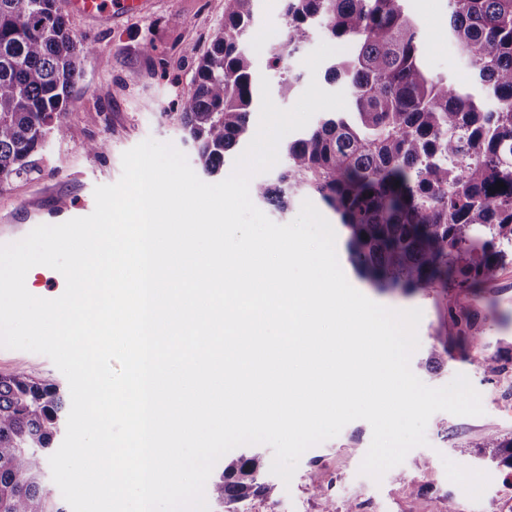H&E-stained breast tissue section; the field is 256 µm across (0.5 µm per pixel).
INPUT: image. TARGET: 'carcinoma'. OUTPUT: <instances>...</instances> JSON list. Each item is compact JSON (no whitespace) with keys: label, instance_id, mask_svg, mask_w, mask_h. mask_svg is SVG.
Here are the masks:
<instances>
[{"label":"carcinoma","instance_id":"carcinoma-1","mask_svg":"<svg viewBox=\"0 0 512 512\" xmlns=\"http://www.w3.org/2000/svg\"><path fill=\"white\" fill-rule=\"evenodd\" d=\"M255 0H224V25L196 63L179 103L185 141L214 174L245 138L254 69L245 50ZM408 0H283L286 35L267 66L292 86L289 60L320 28L350 46L327 70L345 80L353 111L288 142L287 162L253 193L287 209L318 197L348 231L354 271L381 293L477 288L512 251V0H448L455 41L495 105L428 74ZM94 46L73 37L63 0H0V184L30 175L50 137L66 134L78 60ZM504 188L495 190L497 183ZM65 401L24 371L0 374V512H67L43 484ZM512 469V438H486ZM259 454L224 465L211 484L227 512L274 486Z\"/></svg>","mask_w":512,"mask_h":512}]
</instances>
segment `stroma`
Returning a JSON list of instances; mask_svg holds the SVG:
<instances>
[{"mask_svg":"<svg viewBox=\"0 0 512 512\" xmlns=\"http://www.w3.org/2000/svg\"><path fill=\"white\" fill-rule=\"evenodd\" d=\"M407 6L421 28L423 62L430 74L471 87L485 107H492V99L448 38L447 0H408ZM67 21L72 33L94 49L81 57L66 137L47 141L29 177L0 185V244L16 242L41 224L91 214L95 187L116 183L123 153L146 139L174 145L191 168L199 166L176 114L179 100L193 87L198 58L224 22V0H152L148 12L107 24L73 14ZM285 25L281 0H257L248 48L256 75L270 83L274 103L292 107L313 80L325 91H340V84L326 81V65L312 73L304 64L326 40L317 31L292 57L296 80L287 94H280L278 76L266 67V51L269 31ZM147 42L153 45L148 53L142 50ZM100 139L107 142L104 152L87 151L88 143ZM336 252L349 283L369 299L393 309L422 310L420 345L410 359L413 373L431 387L466 375L481 396L484 412L433 414L426 445L413 448L378 481L359 472L372 428L366 421H352L336 437L308 449L290 483L264 473L274 492L251 496L244 512H445L450 503L458 512H502L512 501V469L480 453L478 445L491 435L512 438V257L479 290L447 293L436 287L405 296L377 292L353 271L344 247ZM450 296L474 305L473 318L483 324L478 338L449 333ZM434 348L443 350V364L430 372L424 362ZM16 371L58 385L61 391L69 389L47 356L0 348V374Z\"/></svg>","mask_w":512,"mask_h":512,"instance_id":"1","label":"stroma"}]
</instances>
